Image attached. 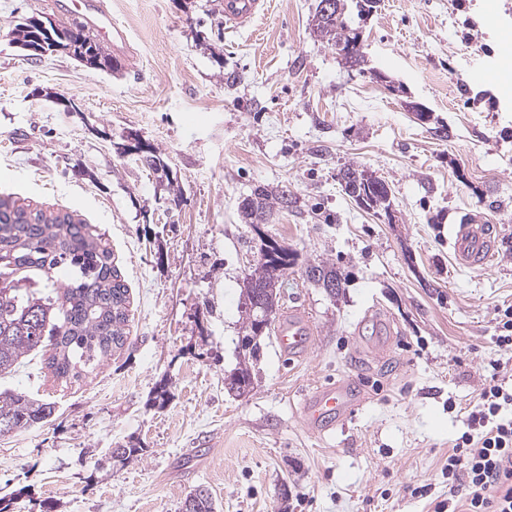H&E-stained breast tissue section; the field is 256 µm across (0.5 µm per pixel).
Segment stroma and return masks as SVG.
Returning <instances> with one entry per match:
<instances>
[{
    "label": "stroma",
    "mask_w": 512,
    "mask_h": 512,
    "mask_svg": "<svg viewBox=\"0 0 512 512\" xmlns=\"http://www.w3.org/2000/svg\"><path fill=\"white\" fill-rule=\"evenodd\" d=\"M57 2L0 0V199L90 224L129 290L128 340L77 379L43 346L0 372V393L56 406L0 437L10 512H182L199 487L217 512H433L490 360L512 370L495 344L512 305V91L465 83L478 61L512 70V0L493 21L484 0H381L352 19L357 67L314 34L319 0H266L235 31L224 0H110L130 45L111 73L15 47L14 25ZM346 167L385 180L390 210L346 194ZM284 185L294 204L263 227L296 255L279 318L309 319L316 342L294 357L262 338L241 396L226 382L258 238L240 204ZM469 214L499 235L475 270L448 240ZM317 263L344 276L335 295L308 281ZM344 379L364 403L318 435L299 403Z\"/></svg>",
    "instance_id": "obj_1"
}]
</instances>
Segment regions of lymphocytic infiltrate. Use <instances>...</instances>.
<instances>
[{"instance_id":"lymphocytic-infiltrate-1","label":"lymphocytic infiltrate","mask_w":512,"mask_h":512,"mask_svg":"<svg viewBox=\"0 0 512 512\" xmlns=\"http://www.w3.org/2000/svg\"><path fill=\"white\" fill-rule=\"evenodd\" d=\"M490 366L493 374L467 415V429L448 451L447 512H512V417L504 415L512 388L497 376L499 361Z\"/></svg>"}]
</instances>
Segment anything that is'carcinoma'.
Returning a JSON list of instances; mask_svg holds the SVG:
<instances>
[{
    "label": "carcinoma",
    "mask_w": 512,
    "mask_h": 512,
    "mask_svg": "<svg viewBox=\"0 0 512 512\" xmlns=\"http://www.w3.org/2000/svg\"><path fill=\"white\" fill-rule=\"evenodd\" d=\"M317 35L336 47L344 61L352 44L359 41L345 11L324 15L316 11ZM72 40V56L94 51L112 57L82 23ZM281 187L270 191L256 187L241 202L245 223L255 228L266 224L275 210H284L285 193ZM387 183L378 178L366 192L367 207H388ZM277 257L257 261L249 274L255 286L280 279L294 265V253L277 246ZM67 271L70 278L60 284L55 273ZM307 278L320 287L342 285L341 275L332 265L318 264L307 269ZM40 281L43 289L27 288L0 291V371L14 367L26 353L50 338L53 354L48 365L56 377L78 378L94 370L112 352L122 348L127 336L128 288L112 264V252L88 231L87 224L69 214H46L0 200V280ZM55 412V403L32 400L23 393L0 395V436L24 431L47 421ZM190 512H214L210 494L196 496Z\"/></svg>",
    "instance_id": "carcinoma-1"
}]
</instances>
